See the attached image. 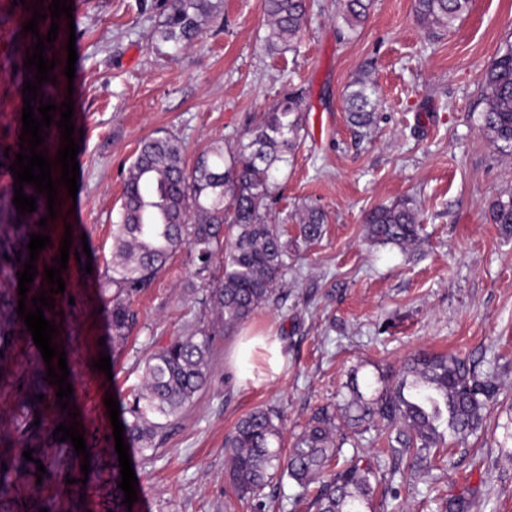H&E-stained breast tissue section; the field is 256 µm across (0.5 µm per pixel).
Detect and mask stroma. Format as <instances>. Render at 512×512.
Instances as JSON below:
<instances>
[{
  "instance_id": "obj_1",
  "label": "stroma",
  "mask_w": 512,
  "mask_h": 512,
  "mask_svg": "<svg viewBox=\"0 0 512 512\" xmlns=\"http://www.w3.org/2000/svg\"><path fill=\"white\" fill-rule=\"evenodd\" d=\"M75 22L72 122L82 129L78 192L59 187L57 216L46 228L16 223L21 246L45 231L47 258H69L51 319L65 349L89 459L56 455L51 427L61 421L49 399L39 423L18 428L24 391L47 367L22 323L0 353V458L22 448L54 462V479L21 475L10 512H225L224 437L253 409L273 405L292 437L321 406L341 402L351 375L392 374L421 351L454 354L499 391L480 430L465 444L437 450L429 473L396 458L386 435L365 433L360 449L378 477L374 512H440L448 496L476 490L474 512H512V237L488 210L512 191V156L478 130L483 70L512 38V0H472L448 31L416 22L414 0H374L356 34L341 38L337 0H309L293 50H263L264 0H222L202 36L180 49L157 41L161 0H68ZM25 5L0 0V152H18L23 59L15 39ZM365 81L378 105L372 125L346 120L343 96ZM302 90L303 140L280 175L277 221L305 203L328 222L301 246L275 299L246 324L278 336L284 364L275 379L241 380L228 356L236 336L216 337L207 386L168 426L158 449H130L138 500L114 487L118 455L106 396L127 399L142 384L145 360L172 338L211 323L206 291L187 252L177 253L133 301L138 321L122 344L101 312L98 281L112 263V224L128 167L141 139L166 131L186 159L211 142L260 121L285 91ZM411 200L423 225L420 246L375 245L365 235L375 206ZM111 370L94 369L99 355ZM89 475H82V462Z\"/></svg>"
}]
</instances>
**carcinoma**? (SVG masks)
Instances as JSON below:
<instances>
[{"mask_svg":"<svg viewBox=\"0 0 512 512\" xmlns=\"http://www.w3.org/2000/svg\"><path fill=\"white\" fill-rule=\"evenodd\" d=\"M470 0H415L421 26L445 31L468 10ZM372 0H340L346 32L365 22ZM267 32L263 48L270 54L297 43L308 13V0H264ZM165 19L157 28L159 41L175 48L202 33L205 21L217 17L216 0H165ZM479 131L500 152L512 155V42L507 40L488 64L480 87ZM375 104L365 85L345 97L350 123L365 128L372 122ZM302 97L285 92L261 122L244 129L232 141L214 144L187 168L184 146L174 135L148 137L139 142L124 182L118 219L112 225V271L102 290L113 288L105 300L112 334L122 341L136 314L131 298L149 287L180 250L189 251L194 275L206 288L207 303L219 314V326L177 336L156 350L142 367L141 388L122 406L125 437L131 448L158 449L170 418L177 416L210 377L213 337L229 334L244 324L280 290L292 265L291 247L321 238L327 214L315 204H304L291 216L295 239L272 223L271 205L280 184L278 174L298 148ZM492 223L512 235V193L497 197L489 207ZM418 210L408 200L381 205L366 218V237L374 244L402 249L420 242ZM8 251L10 284L18 287L16 272L29 259L27 247ZM224 255V273L211 275L217 254ZM21 261H16V258ZM382 387L366 395L357 379L334 409L323 407L284 448L283 416L274 406L259 407L240 418L224 437L226 477L236 502L265 507L263 490L292 481L306 491L316 485L311 506L316 512H373L376 475L359 456L339 461L346 438L337 437V421L362 434L381 422L392 436L391 451L415 471L430 468L433 450L451 440L463 443L479 429L497 386L455 356L421 354L394 375L380 377ZM36 469L18 452L0 468V512L16 476ZM474 496L448 497L447 512H472Z\"/></svg>","mask_w":512,"mask_h":512,"instance_id":"1","label":"carcinoma"}]
</instances>
